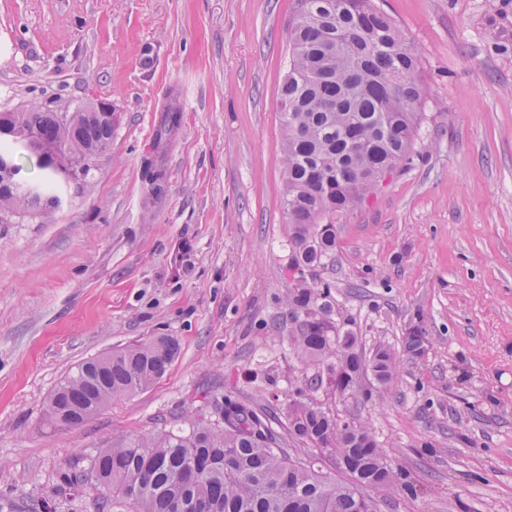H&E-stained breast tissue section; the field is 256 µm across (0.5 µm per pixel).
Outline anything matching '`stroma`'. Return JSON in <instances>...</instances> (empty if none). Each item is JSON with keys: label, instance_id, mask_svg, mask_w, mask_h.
Instances as JSON below:
<instances>
[{"label": "stroma", "instance_id": "35a3bbf8", "mask_svg": "<svg viewBox=\"0 0 512 512\" xmlns=\"http://www.w3.org/2000/svg\"><path fill=\"white\" fill-rule=\"evenodd\" d=\"M373 4L419 49L424 118L410 161L336 216L315 277L365 350L414 326L428 343L371 398H315L420 486L380 512H512V0ZM295 14L296 0H0V112L115 111L59 210L0 224V512H97L112 491L91 463L114 439L189 428L228 394L302 390L279 112ZM158 336L179 351L156 383L77 427L47 420L79 364Z\"/></svg>", "mask_w": 512, "mask_h": 512}]
</instances>
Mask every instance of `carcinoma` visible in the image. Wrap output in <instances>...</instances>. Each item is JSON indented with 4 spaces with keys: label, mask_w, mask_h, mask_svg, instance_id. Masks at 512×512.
Returning a JSON list of instances; mask_svg holds the SVG:
<instances>
[{
    "label": "carcinoma",
    "mask_w": 512,
    "mask_h": 512,
    "mask_svg": "<svg viewBox=\"0 0 512 512\" xmlns=\"http://www.w3.org/2000/svg\"><path fill=\"white\" fill-rule=\"evenodd\" d=\"M329 2L297 0L316 15L309 21L296 13L280 112L288 249L300 277L288 301L296 321L291 346L313 371L308 389L322 387L344 398L368 373L372 386L390 387L401 360L388 347L367 359L356 337L336 333L317 309L329 285L309 283L305 273L323 266L336 251L333 216L361 203L397 162L409 158L423 119L424 87L414 43L372 0H336L332 9ZM10 117L17 126L38 132V147L61 142L84 156V180L112 142V126L92 105L76 107L66 129L46 106L12 111ZM55 198L43 184L35 196L5 187L0 212L38 208ZM425 341L422 330L412 329L403 352L419 355ZM177 352L173 338L158 336L78 365L50 395L48 420L78 426L62 415L66 406L90 418L155 383ZM214 414L215 419L187 431L124 437L100 449L91 472L112 490V503H101L98 512H185L187 502L193 504L190 512H376V500L363 489L384 496L400 489L417 496L416 485L391 466L368 426L341 419L320 403L290 404L286 437L275 429L278 419L268 405L227 394ZM290 441L329 451L343 465L344 477L292 456ZM133 479L139 493L131 498L127 486Z\"/></svg>",
    "instance_id": "carcinoma-1"
}]
</instances>
